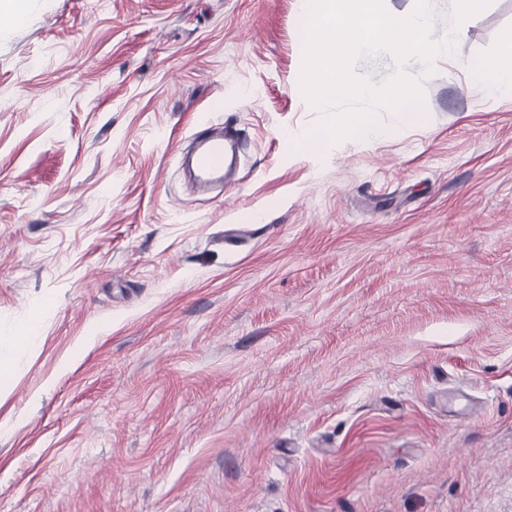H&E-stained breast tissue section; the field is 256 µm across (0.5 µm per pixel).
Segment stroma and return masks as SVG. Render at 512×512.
Here are the masks:
<instances>
[{
    "label": "stroma",
    "mask_w": 512,
    "mask_h": 512,
    "mask_svg": "<svg viewBox=\"0 0 512 512\" xmlns=\"http://www.w3.org/2000/svg\"><path fill=\"white\" fill-rule=\"evenodd\" d=\"M432 2L459 53L371 142L314 129L304 0L0 17V512H512V0ZM475 79L493 95H512V46L486 63ZM204 129L196 133L197 145L192 157L193 166L203 181L226 176L236 158L238 134L223 122L209 120Z\"/></svg>",
    "instance_id": "1"
}]
</instances>
